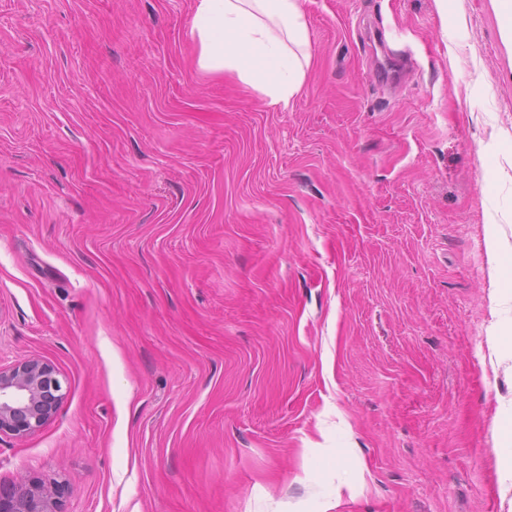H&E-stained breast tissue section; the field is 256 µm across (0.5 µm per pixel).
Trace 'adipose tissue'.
Returning <instances> with one entry per match:
<instances>
[{
  "instance_id": "1",
  "label": "adipose tissue",
  "mask_w": 512,
  "mask_h": 512,
  "mask_svg": "<svg viewBox=\"0 0 512 512\" xmlns=\"http://www.w3.org/2000/svg\"><path fill=\"white\" fill-rule=\"evenodd\" d=\"M190 35L196 66L229 74L268 105L288 108L311 65L304 0H196Z\"/></svg>"
}]
</instances>
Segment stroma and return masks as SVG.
<instances>
[{
    "label": "stroma",
    "mask_w": 512,
    "mask_h": 512,
    "mask_svg": "<svg viewBox=\"0 0 512 512\" xmlns=\"http://www.w3.org/2000/svg\"><path fill=\"white\" fill-rule=\"evenodd\" d=\"M195 0H0V434L63 512H512L487 225L512 267L491 0H305L288 109L200 73ZM347 446L345 461L336 450ZM57 372L33 358L0 367V433L24 437L40 430L64 398Z\"/></svg>",
    "instance_id": "stroma-1"
}]
</instances>
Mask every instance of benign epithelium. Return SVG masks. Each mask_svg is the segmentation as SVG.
Returning a JSON list of instances; mask_svg holds the SVG:
<instances>
[{"mask_svg": "<svg viewBox=\"0 0 512 512\" xmlns=\"http://www.w3.org/2000/svg\"><path fill=\"white\" fill-rule=\"evenodd\" d=\"M57 372L48 363L29 359L0 367V433L24 437L40 430L63 400ZM0 512H61L51 485L22 481L0 487Z\"/></svg>", "mask_w": 512, "mask_h": 512, "instance_id": "benign-epithelium-1", "label": "benign epithelium"}]
</instances>
